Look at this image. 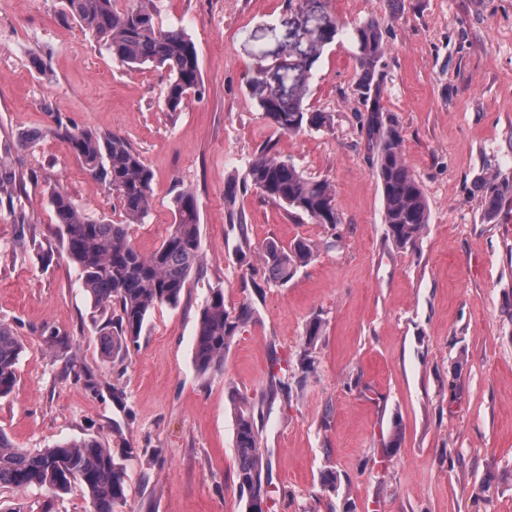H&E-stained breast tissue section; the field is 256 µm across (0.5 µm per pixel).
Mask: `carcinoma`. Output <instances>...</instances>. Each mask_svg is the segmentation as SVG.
<instances>
[{
	"label": "carcinoma",
	"instance_id": "obj_1",
	"mask_svg": "<svg viewBox=\"0 0 512 512\" xmlns=\"http://www.w3.org/2000/svg\"><path fill=\"white\" fill-rule=\"evenodd\" d=\"M63 2L65 11L79 22L80 30L100 41L120 65H152L168 72L164 106L170 114L181 112L190 97H203L194 42L181 28L156 26L147 0H130L122 8L117 7V0ZM326 4L327 0H288V16L298 11L307 15L311 40L301 38L291 20L281 24L280 30L272 31L271 39L288 49L290 65L274 69L260 64L252 86L262 118L288 134H297L306 127H332V115L311 112L305 105L311 70L321 49L332 43L339 32ZM353 39L364 105L357 119L382 187L388 238L397 248L413 247L428 224V208L419 181L402 154L403 129L397 117L381 105L383 86L377 66L384 55V41L379 24L369 20L358 25ZM49 132L120 200L124 222L114 224L88 216L61 187L52 188L49 197L63 251L79 270L82 288L95 307L110 314V346L112 355L117 357L128 351L129 344L138 342L153 309L180 302L191 273L201 266L198 203L189 190L178 194L168 235L152 253L144 254L129 238V226L144 223L150 211L152 174L140 154L117 133L78 129L60 119L55 120ZM40 136L41 132H34L15 144L4 145L0 153V208L6 207L21 225L27 220L25 214L16 211L15 199L23 191L24 175L16 172L8 154L27 148ZM248 176L262 196L306 215L313 223H341L335 190L328 180L310 178L294 164L267 152L251 163ZM478 189L486 213L491 215L509 185L483 178ZM314 252L315 245L304 239L287 248L268 240L258 254L268 281L285 285ZM253 319L250 303L244 302L230 311L224 304L223 289H211L198 317L196 369L206 373L221 367L224 351L233 337ZM22 350L11 326L0 321V396L11 393L17 384L16 364ZM228 398L235 418L236 487L240 497L246 499V512H254L256 501L271 500L269 462L261 452L254 411L236 389H229ZM75 483L87 492L91 512H117L126 502L124 467L97 441L62 442L30 452L16 447L0 431V488L20 491L38 484L65 492Z\"/></svg>",
	"mask_w": 512,
	"mask_h": 512
}]
</instances>
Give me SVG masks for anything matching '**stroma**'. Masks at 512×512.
I'll use <instances>...</instances> for the list:
<instances>
[{
	"label": "stroma",
	"mask_w": 512,
	"mask_h": 512,
	"mask_svg": "<svg viewBox=\"0 0 512 512\" xmlns=\"http://www.w3.org/2000/svg\"><path fill=\"white\" fill-rule=\"evenodd\" d=\"M154 2L156 25L195 43L205 86L175 117L163 106L164 69L121 66L60 0H0V144L43 131L13 156L26 177L16 203L25 240L0 212V319L23 344L17 385L0 397V431L32 452L96 439L126 467L120 512H245L234 485V388L261 413L260 448L283 491L271 512H512V192L489 217L477 191L489 175L512 184V0H330L340 32L312 70L306 105L332 114L333 126L295 136L263 120L250 89L251 35L279 26L288 0ZM368 20L385 44L383 104L401 122L403 157L429 209L407 249L387 236L356 118L353 30ZM57 116L120 134L151 170L150 213L130 228L141 252L167 235L180 191L198 202L201 266L177 306L151 311L121 359L77 267L39 258L60 242L54 184L91 217L123 218L116 195L48 134ZM265 148L331 182L340 224L312 223L254 189L249 166ZM233 210L249 228L244 256ZM300 238L316 246L311 262L286 285L268 283L256 246ZM213 288L226 308L252 303L256 319L222 367L202 375L194 337ZM315 317L323 333L309 348ZM52 332L70 346L47 344ZM329 467L339 476L333 494L320 487ZM18 506L91 510L76 485L60 496L1 488L0 507Z\"/></svg>",
	"instance_id": "stroma-1"
}]
</instances>
